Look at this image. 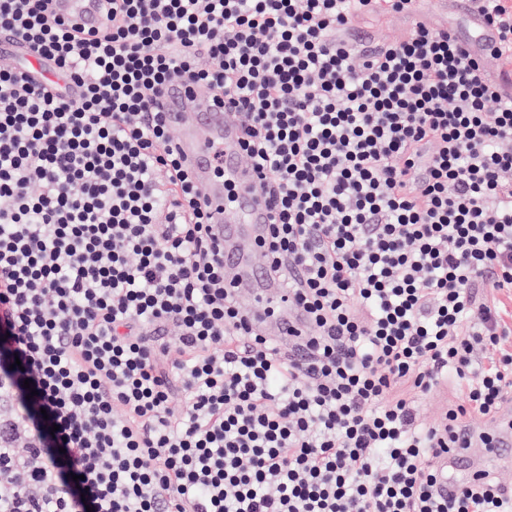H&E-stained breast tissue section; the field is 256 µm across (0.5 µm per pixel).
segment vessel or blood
<instances>
[{
	"mask_svg": "<svg viewBox=\"0 0 512 512\" xmlns=\"http://www.w3.org/2000/svg\"><path fill=\"white\" fill-rule=\"evenodd\" d=\"M104 0H56L55 11L80 28H97L104 18ZM470 21L476 36L469 46L478 56L494 44L492 29L477 14ZM163 110L178 135L173 148L192 170L211 215L212 230L224 244L226 285L237 296L255 327L271 336L284 350H292L308 330L302 308L286 298L270 273L265 248L270 204L257 189L260 173L242 145V121L230 105L209 100L206 91L174 82L164 93ZM223 163L224 177L213 176ZM238 187L234 198L224 195L225 182ZM466 447L452 449L438 460L440 472L472 475L471 448L477 439L465 432Z\"/></svg>",
	"mask_w": 512,
	"mask_h": 512,
	"instance_id": "vessel-or-blood-1",
	"label": "vessel or blood"
}]
</instances>
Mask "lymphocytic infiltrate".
<instances>
[{
    "label": "lymphocytic infiltrate",
    "mask_w": 512,
    "mask_h": 512,
    "mask_svg": "<svg viewBox=\"0 0 512 512\" xmlns=\"http://www.w3.org/2000/svg\"><path fill=\"white\" fill-rule=\"evenodd\" d=\"M52 2L0 0L48 68L0 61L7 512H512L486 470L436 489L512 398V96L482 59L418 0H108L87 33ZM475 9L512 67V0ZM375 13L416 22L345 39ZM175 80L245 119L300 357L224 286L160 110ZM450 375L461 401L419 427L409 392ZM464 438L469 448H453L449 454L443 453L438 459V468L442 473L439 489L444 496H448V493H453L456 488L452 480L448 481V469L455 473L466 475L468 478L473 473L478 472V470L472 468L470 463L471 450L478 442V439L473 436L469 428L464 429Z\"/></svg>",
    "instance_id": "lymphocytic-infiltrate-1"
}]
</instances>
